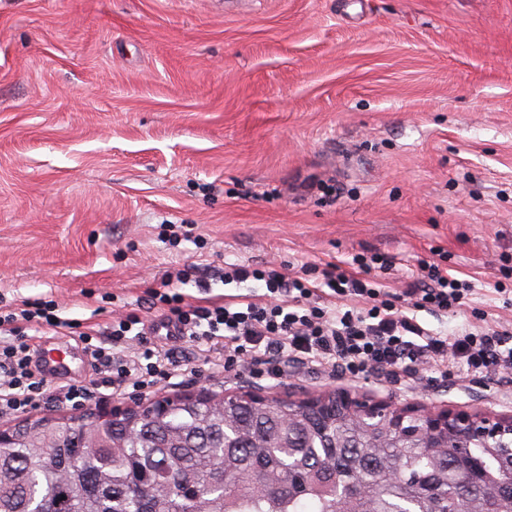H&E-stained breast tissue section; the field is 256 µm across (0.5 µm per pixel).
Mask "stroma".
Returning <instances> with one entry per match:
<instances>
[{"mask_svg":"<svg viewBox=\"0 0 512 512\" xmlns=\"http://www.w3.org/2000/svg\"><path fill=\"white\" fill-rule=\"evenodd\" d=\"M363 253L391 291L424 261L471 283L428 329L512 330V0H0V309L43 297L102 330L156 319L186 264ZM151 342L187 372L119 404L246 385L512 416V374L256 379Z\"/></svg>","mask_w":512,"mask_h":512,"instance_id":"obj_1","label":"stroma"}]
</instances>
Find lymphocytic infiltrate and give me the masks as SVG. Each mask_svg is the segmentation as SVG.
<instances>
[{
	"mask_svg": "<svg viewBox=\"0 0 512 512\" xmlns=\"http://www.w3.org/2000/svg\"><path fill=\"white\" fill-rule=\"evenodd\" d=\"M355 262L358 273H339L330 265L315 281L244 266L221 276L225 285L264 282L268 293L282 297L273 306L259 294L184 306L174 304L165 292L155 299L167 306L162 319L174 323L180 335L204 342L228 372L247 368L276 380L288 359L338 369L354 378L377 375L393 383L415 378L424 364L437 383L447 382L450 367L458 364L478 374L512 371V330L468 326L447 336L424 327L416 317L421 310L439 315L464 306L470 283L450 276L439 264L425 263L409 288L390 294L370 278L373 270H388L387 258L374 254L356 257ZM32 321L60 328L71 324L51 303L27 299L14 312L0 315V417L43 404L76 407L140 394L175 377L179 367L163 349L147 347L125 359L114 357V349L129 337L146 333L144 321L130 314L113 325L107 339L82 333L94 378L54 382L32 365L31 346L19 328Z\"/></svg>",
	"mask_w": 512,
	"mask_h": 512,
	"instance_id": "obj_1",
	"label": "lymphocytic infiltrate"
}]
</instances>
